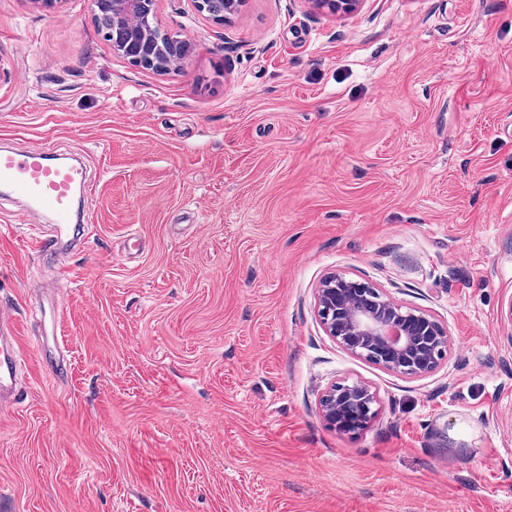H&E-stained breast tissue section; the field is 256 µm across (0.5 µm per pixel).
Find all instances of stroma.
Listing matches in <instances>:
<instances>
[{
  "label": "stroma",
  "mask_w": 512,
  "mask_h": 512,
  "mask_svg": "<svg viewBox=\"0 0 512 512\" xmlns=\"http://www.w3.org/2000/svg\"><path fill=\"white\" fill-rule=\"evenodd\" d=\"M158 20L190 45L166 73L113 55L87 0H0V140L83 154L94 221L41 259L51 224L0 194V512H512V0ZM334 271L428 310L441 366L341 349L315 309ZM342 380L380 398L354 437L319 410ZM16 324L11 318L0 316V405H12L16 398L17 359L11 345V337L15 335ZM3 336L9 338L5 347L2 346Z\"/></svg>",
  "instance_id": "stroma-1"
}]
</instances>
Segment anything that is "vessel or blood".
<instances>
[{
    "label": "vessel or blood",
    "mask_w": 512,
    "mask_h": 512,
    "mask_svg": "<svg viewBox=\"0 0 512 512\" xmlns=\"http://www.w3.org/2000/svg\"><path fill=\"white\" fill-rule=\"evenodd\" d=\"M82 182L80 166L60 162L42 148L0 150V186L30 201V217L47 215L58 226L56 235L33 239L32 248L37 254L82 246V237L70 231L72 224L79 221L73 196ZM16 375L17 359L12 346H0L1 406L13 404L16 398Z\"/></svg>",
    "instance_id": "1"
}]
</instances>
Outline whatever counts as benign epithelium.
<instances>
[{
  "label": "benign epithelium",
  "mask_w": 512,
  "mask_h": 512,
  "mask_svg": "<svg viewBox=\"0 0 512 512\" xmlns=\"http://www.w3.org/2000/svg\"><path fill=\"white\" fill-rule=\"evenodd\" d=\"M160 0H90L93 17L107 13L112 27L103 31L112 53L131 65L163 72L180 66L187 45L178 38L163 39L134 19L158 16ZM196 10L222 25L243 0H192ZM318 9L348 16L364 0H312ZM317 315L325 331L351 355L368 360L388 373L419 378L434 372L446 358L451 336L432 314L403 305L369 282L331 273L316 291ZM379 395L370 386L335 382L319 397L324 419L336 432L357 435L378 416Z\"/></svg>",
  "instance_id": "obj_1"
}]
</instances>
